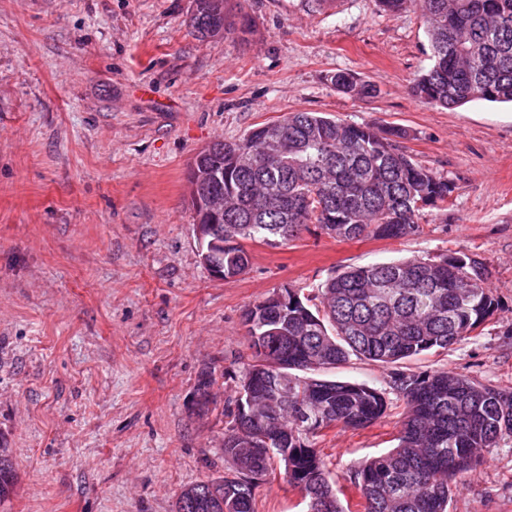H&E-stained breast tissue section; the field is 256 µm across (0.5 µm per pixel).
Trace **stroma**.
Returning a JSON list of instances; mask_svg holds the SVG:
<instances>
[{"mask_svg": "<svg viewBox=\"0 0 512 512\" xmlns=\"http://www.w3.org/2000/svg\"><path fill=\"white\" fill-rule=\"evenodd\" d=\"M193 0H0V443L18 481L0 512H173L180 491L224 472L223 403L251 360L242 312L283 285L348 267L468 255L499 306L479 335L407 361L512 390V106L453 109L409 93L430 66L424 18L378 0H230L244 27L191 33ZM356 73L375 95L336 89ZM378 130L455 184L418 233L245 242V274L201 260L187 195L201 150L290 112ZM211 371L216 401L192 411ZM325 378L385 389L384 415L319 442L345 512L350 482L394 444L405 401L391 368L357 358ZM257 512H304L283 477ZM448 512H512V446L460 475Z\"/></svg>", "mask_w": 512, "mask_h": 512, "instance_id": "1", "label": "stroma"}]
</instances>
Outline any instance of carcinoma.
<instances>
[{"mask_svg": "<svg viewBox=\"0 0 512 512\" xmlns=\"http://www.w3.org/2000/svg\"><path fill=\"white\" fill-rule=\"evenodd\" d=\"M227 0H194L191 27L213 38L232 26ZM432 64L410 87L446 109L474 101L512 103V0H417ZM330 81L364 96L374 86L349 71ZM381 133L319 112H289L234 143L200 151L189 177L224 197V279L250 255L234 240L269 246L315 228L333 239L401 238L420 230L427 207L448 209L454 182L416 163ZM498 308L480 264L466 256L411 258L351 267L303 293L282 286L242 313L252 361L227 404L224 474L184 488L174 512H256V489L274 465L305 512H344L317 441L336 428L373 425L386 392L327 380L320 371L351 357L396 365L447 351L477 335ZM212 374L198 382L209 409ZM392 389L406 404L397 445L366 460L353 477L364 512H448L452 485L491 448L512 444V391L447 369L398 372ZM17 473L0 444V504Z\"/></svg>", "mask_w": 512, "mask_h": 512, "instance_id": "obj_1", "label": "carcinoma"}]
</instances>
